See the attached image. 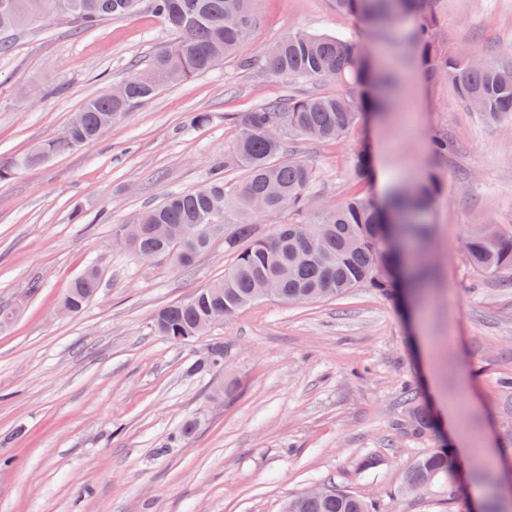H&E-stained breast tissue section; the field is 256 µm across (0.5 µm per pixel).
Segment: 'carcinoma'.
<instances>
[{"label":"carcinoma","instance_id":"obj_1","mask_svg":"<svg viewBox=\"0 0 512 512\" xmlns=\"http://www.w3.org/2000/svg\"><path fill=\"white\" fill-rule=\"evenodd\" d=\"M416 5L417 0H336L338 9L360 15L386 31ZM144 6L174 35L171 43L155 53L148 68L149 82H138V71L123 81L125 95L88 100L59 136L0 161V182L96 140L162 85L210 70L234 55L258 23L254 0H0V22H7L14 31L31 22L62 17L81 30L98 21L133 15ZM414 36L428 51L425 61L431 71L448 77L465 105L476 102L479 114L490 123L512 116V65L430 54L434 24L428 19L418 25ZM244 65H259L275 77L332 81L344 92L290 96L224 114V122L234 126L238 135L224 158L214 161L207 183L194 191L172 194L130 220L143 225L129 249L144 260L164 258L189 270L218 239L224 240V251L232 256L223 277L155 314L153 332L183 345L190 346L206 334L202 325L214 311L231 318L261 301V286L268 281L278 285L279 300L309 304L335 299L359 287L383 295L398 289L409 293L428 276L427 267L418 263L410 276L397 277L392 270L401 265L398 245H411L416 254L424 247L425 219L439 192L436 180L399 187L381 203L350 197L333 207H318L309 197L313 169L286 157L283 138L273 141L268 136V129L278 126L283 136L339 138L363 113L384 107L395 76L372 66L342 37L302 31L288 33L260 58ZM232 168L244 173L234 188L224 184V172ZM257 199L269 211H288L299 220L276 224L265 232L266 213L255 208ZM464 250L477 273L512 281L511 229L491 225L474 231ZM100 284L98 269L87 267L66 291L61 307L71 313L80 311L98 294ZM228 353L229 343L212 340L201 349L190 371L207 375L222 371ZM406 417L410 434L421 436L429 430L425 410L412 398ZM197 426V420H185L164 447L191 439ZM454 470L447 450L431 451L409 469L406 488L422 489L423 478L447 479ZM289 503L295 504V512H376L374 505L332 486L322 487L315 496H296Z\"/></svg>","mask_w":512,"mask_h":512}]
</instances>
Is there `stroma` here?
Masks as SVG:
<instances>
[{"label": "stroma", "instance_id": "stroma-1", "mask_svg": "<svg viewBox=\"0 0 512 512\" xmlns=\"http://www.w3.org/2000/svg\"><path fill=\"white\" fill-rule=\"evenodd\" d=\"M255 7L259 22L235 57L0 183V308L13 314L0 328V512H282L327 485L377 512H512V282L477 275L464 251L469 227L512 225V120L487 122L430 72L414 18L385 38L332 0ZM425 12L437 21V56L512 63V0H428ZM292 30L409 61L395 112L366 116L341 139L285 144L313 168L319 206L379 200L436 175L424 248L435 278L410 302L364 287L313 304L260 302L211 328L233 347L223 373L194 375L198 346L157 336L151 322L223 276V242L181 271L119 246L115 230L206 182L237 137L225 113L337 92L242 67ZM171 37L146 9L79 32L57 19L14 31L0 54V160L57 137ZM189 112L212 120L184 130ZM435 136L447 155L432 153ZM362 151L371 166L359 177ZM90 265L102 273L97 297L59 314ZM226 376L240 390L230 404L211 394ZM408 392L434 419L427 436L405 432ZM192 417L197 436L160 451ZM440 447L458 460L456 483L405 493L408 470Z\"/></svg>", "mask_w": 512, "mask_h": 512}]
</instances>
